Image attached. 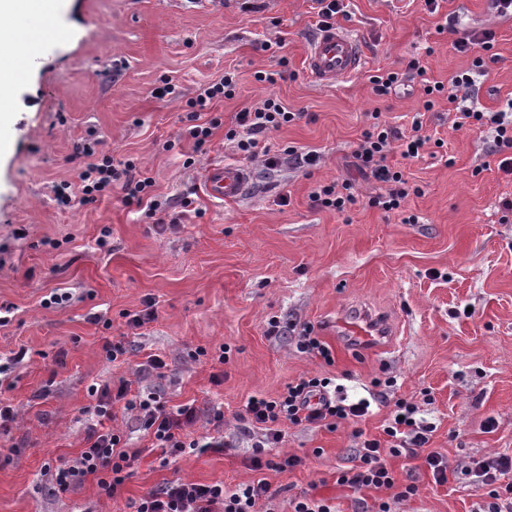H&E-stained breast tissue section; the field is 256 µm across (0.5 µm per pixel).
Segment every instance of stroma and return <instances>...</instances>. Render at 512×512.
<instances>
[{"mask_svg": "<svg viewBox=\"0 0 512 512\" xmlns=\"http://www.w3.org/2000/svg\"><path fill=\"white\" fill-rule=\"evenodd\" d=\"M346 10L336 22L359 39L365 63L322 86L304 69L317 30L313 0H258L249 14L239 0H60L61 39L33 59L11 111L0 115V302L15 308L0 328V364L26 352L0 374V400L17 413L0 432V512H132V501L178 478L230 488L265 479L276 495L262 512H289V498L304 492L331 499L338 512L382 499L392 512H474V488L436 485L413 459L388 460L397 485L418 486L400 502L390 489L353 494L337 485L336 472L351 466L359 437H382L400 398L422 406L433 427L429 445L449 469L512 455V216L499 209L512 198V175L499 170L488 133L453 130L443 105L437 132L444 147L406 165L422 189L405 205L418 223L363 204L343 215L317 209L309 193L337 179L354 182L363 198L379 192L352 167L353 147L374 110L409 129L421 91L408 83L380 101L368 77L402 67L428 45L435 80L469 68L471 56L458 53L455 34L444 29L448 14L495 31L499 61L483 77L479 99L501 109L512 99V16H497L488 0H439L434 12L424 0H346ZM265 41L283 48L261 50ZM227 71L236 93L215 111L229 119L274 94L304 112L305 120L269 139L280 149L315 151L311 173L244 158L220 129L198 153L181 137L188 101ZM259 72L276 82L257 81ZM166 77L175 91L157 96ZM89 142L139 163L160 205L194 190L195 211L160 230L115 195L60 204L55 188L78 187L74 156ZM190 155L195 163L184 167ZM222 162L245 167L248 182L241 197L219 203L201 179ZM105 226L106 251L97 245ZM57 288L69 302L44 306ZM149 306L154 320L129 326ZM344 306L382 315L389 336L373 350L337 340L333 321ZM274 316L283 325L278 336L267 333ZM303 324L329 345L333 363L297 350L293 329ZM107 338L127 342L123 359L106 360ZM200 347L206 357L192 358ZM155 355L167 364L163 377H140ZM305 376L333 378L352 400L379 391L385 399L355 424L283 425L279 452L303 457L304 466L252 470L255 437L239 418L245 402L277 396ZM123 381L135 391L162 389L168 407H193L192 439L208 435L214 410L223 411L230 447L160 466L135 412L119 401L113 426L139 456L120 496L106 497L92 480L57 492L48 468L86 447L90 387Z\"/></svg>", "mask_w": 512, "mask_h": 512, "instance_id": "35a3bbf8", "label": "stroma"}]
</instances>
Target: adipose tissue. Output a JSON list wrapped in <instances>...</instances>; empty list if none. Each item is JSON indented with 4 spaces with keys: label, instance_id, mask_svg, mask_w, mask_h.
Instances as JSON below:
<instances>
[{
    "label": "adipose tissue",
    "instance_id": "adipose-tissue-1",
    "mask_svg": "<svg viewBox=\"0 0 512 512\" xmlns=\"http://www.w3.org/2000/svg\"><path fill=\"white\" fill-rule=\"evenodd\" d=\"M58 2L59 0H0V31H8L12 36L11 52L0 53V112L10 105L13 82L22 76L27 63L37 50L42 44L58 38ZM21 13L37 18L39 27H18L15 19Z\"/></svg>",
    "mask_w": 512,
    "mask_h": 512
}]
</instances>
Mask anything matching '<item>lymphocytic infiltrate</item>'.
<instances>
[{"mask_svg": "<svg viewBox=\"0 0 512 512\" xmlns=\"http://www.w3.org/2000/svg\"><path fill=\"white\" fill-rule=\"evenodd\" d=\"M496 33L486 28L479 32H467L453 43L460 53H472L468 69L457 72L448 82L429 77L428 68L421 57L408 59L402 69L376 71L369 82L374 96L389 97L400 85L418 82L422 89L421 108L412 120L410 133L391 126L382 120L380 112H371L369 121L361 131L352 151L353 166L366 178L384 185L385 191L370 196L367 204L387 214H404L406 223H417L414 215H405L404 204L410 196L421 195L419 186L411 184L402 167L392 163V153L402 158L419 157L427 144L442 147V140H430L422 130L429 112L440 102H447L453 113V129L489 128L493 132L491 152L500 158L502 170L512 172V100L506 109L492 112L480 109L476 91L478 77L486 75L498 63L494 51ZM236 82L231 74L202 86L194 99L187 104L182 118V134L192 140L195 150H203L216 129H223L226 140L234 142L239 154L246 158L264 157L267 166H275L277 156L271 155L266 143L268 133L302 120L299 112L289 111L276 95H269L257 108L237 112L232 123H225L223 113L214 111L216 101L235 94ZM83 163L80 167L82 204L97 202L120 186L121 201L127 207H142L147 218H155L159 207L152 203L150 193L154 180L131 159H118L109 154L97 153L94 147L85 146L80 151ZM313 207L343 214L359 202V196L351 181L332 182L316 186L309 194ZM328 377H303L288 384L275 397H249L240 415L241 420L257 428L250 465L253 470L266 468L292 469L303 465L297 455H286L279 460L269 459L267 453L282 439V424L319 425L335 427L338 422H358L368 415L369 399L347 402L332 395ZM95 403L90 409L95 422L87 430V448L81 449L72 461L56 465L52 480L58 491L66 492L81 487L87 479H94L107 497H116L126 481L136 460L125 451L122 434L104 428L105 420L112 417L114 402L126 400L128 408L137 412L140 427L151 434L153 447L159 448L166 457H177L197 448L224 447L223 437L213 436L198 440H186L184 433L194 425L197 415L194 408L181 406L167 408L160 392L139 395L130 399L127 384L118 389L110 387L93 389ZM416 405L398 400L383 429V439H363L354 450V463L337 474L336 482L355 490L366 488L396 489L397 499L415 496V483L399 486L389 469L387 457H419L430 471L435 484L444 485L448 480L475 487L488 497L486 504L477 512H512V456L506 454L484 456L472 460L456 472H449L443 456L429 449L430 425L418 416ZM270 486L265 480L241 484L233 489L223 483L198 484L170 481L152 490L134 504V512H258L263 500L269 499Z\"/></svg>", "mask_w": 512, "mask_h": 512, "instance_id": "f902f5d3", "label": "lymphocytic infiltrate"}]
</instances>
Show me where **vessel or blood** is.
<instances>
[{
    "instance_id": "obj_1",
    "label": "vessel or blood",
    "mask_w": 512,
    "mask_h": 512,
    "mask_svg": "<svg viewBox=\"0 0 512 512\" xmlns=\"http://www.w3.org/2000/svg\"><path fill=\"white\" fill-rule=\"evenodd\" d=\"M364 62L357 40L338 25L320 29L305 60V71L310 80L332 85L358 72ZM246 169L235 163L216 165L204 176V189L213 199L226 201L239 197L246 185ZM336 333L348 342L365 347L387 336L386 323L379 317L350 307L336 317Z\"/></svg>"
}]
</instances>
